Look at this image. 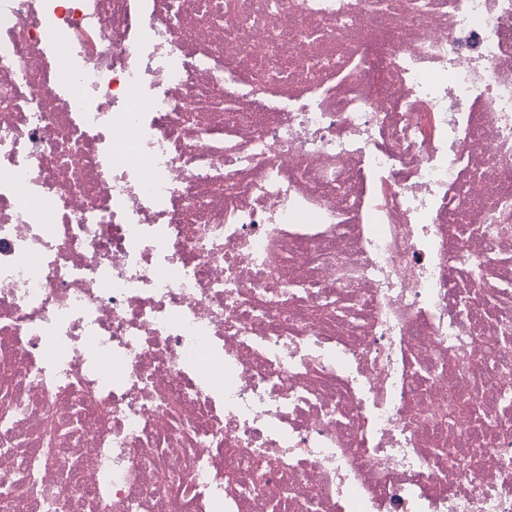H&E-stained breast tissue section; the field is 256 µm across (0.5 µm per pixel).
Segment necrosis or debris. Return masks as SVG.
<instances>
[{
  "mask_svg": "<svg viewBox=\"0 0 512 512\" xmlns=\"http://www.w3.org/2000/svg\"><path fill=\"white\" fill-rule=\"evenodd\" d=\"M0 482L512 512V0H0Z\"/></svg>",
  "mask_w": 512,
  "mask_h": 512,
  "instance_id": "necrosis-or-debris-1",
  "label": "necrosis or debris"
}]
</instances>
